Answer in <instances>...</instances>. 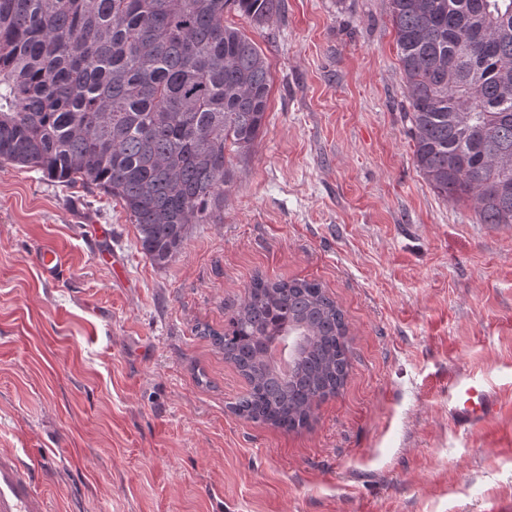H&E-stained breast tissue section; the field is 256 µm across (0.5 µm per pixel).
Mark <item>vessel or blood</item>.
<instances>
[{
	"mask_svg": "<svg viewBox=\"0 0 512 512\" xmlns=\"http://www.w3.org/2000/svg\"><path fill=\"white\" fill-rule=\"evenodd\" d=\"M35 261L48 278H55L63 266L58 250L44 246L35 253ZM497 397L477 387L462 371L448 376V418L459 428L474 427L497 410ZM0 512H50L45 492L37 484L33 469L14 452L0 451Z\"/></svg>",
	"mask_w": 512,
	"mask_h": 512,
	"instance_id": "vessel-or-blood-1",
	"label": "vessel or blood"
}]
</instances>
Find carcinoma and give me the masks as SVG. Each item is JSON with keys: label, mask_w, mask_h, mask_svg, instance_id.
<instances>
[{"label": "carcinoma", "mask_w": 512, "mask_h": 512, "mask_svg": "<svg viewBox=\"0 0 512 512\" xmlns=\"http://www.w3.org/2000/svg\"><path fill=\"white\" fill-rule=\"evenodd\" d=\"M281 0H0V160L112 196L157 266L224 204V150L265 120L257 26ZM416 169L480 224L512 226V0H390ZM247 389L232 411L286 433L342 387L341 310L314 280L255 278L219 332ZM293 340L294 356L271 351Z\"/></svg>", "instance_id": "carcinoma-1"}]
</instances>
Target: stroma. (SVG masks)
Returning <instances> with one entry per match:
<instances>
[{
	"label": "stroma",
	"mask_w": 512,
	"mask_h": 512,
	"mask_svg": "<svg viewBox=\"0 0 512 512\" xmlns=\"http://www.w3.org/2000/svg\"><path fill=\"white\" fill-rule=\"evenodd\" d=\"M224 22L270 65L265 126L168 266L103 191L0 162V449L55 512H512V227L417 171L389 0ZM258 276L321 283L348 327L295 432L232 412L246 383L196 332ZM456 370L495 391L488 426L449 421ZM34 256L37 266L48 278L54 279L63 266L59 251L49 246L39 248Z\"/></svg>",
	"instance_id": "1"
}]
</instances>
